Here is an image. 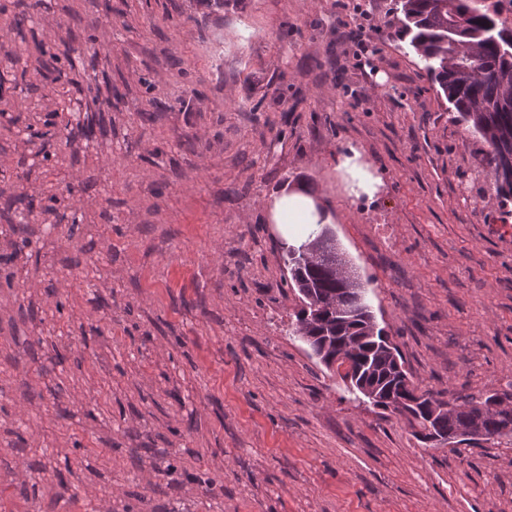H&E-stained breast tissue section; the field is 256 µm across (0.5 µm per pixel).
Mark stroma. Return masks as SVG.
<instances>
[{
    "label": "stroma",
    "mask_w": 512,
    "mask_h": 512,
    "mask_svg": "<svg viewBox=\"0 0 512 512\" xmlns=\"http://www.w3.org/2000/svg\"><path fill=\"white\" fill-rule=\"evenodd\" d=\"M30 2L0 0V512H512V440L424 446L288 333L265 204L305 182L414 382L512 395V199L391 0ZM336 169L349 175L351 193L355 197L365 195L372 199L378 194L381 181L362 159V154L358 149L352 147L349 149V154L338 155Z\"/></svg>",
    "instance_id": "stroma-1"
}]
</instances>
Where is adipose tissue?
Returning a JSON list of instances; mask_svg holds the SVG:
<instances>
[{
  "label": "adipose tissue",
  "mask_w": 512,
  "mask_h": 512,
  "mask_svg": "<svg viewBox=\"0 0 512 512\" xmlns=\"http://www.w3.org/2000/svg\"><path fill=\"white\" fill-rule=\"evenodd\" d=\"M337 168L349 175L354 196L372 198L378 194L381 181L373 174L358 149L353 148L349 153L338 155ZM267 212L270 222L278 225L287 244L296 246L304 241L296 230L297 225L326 224L330 221L318 192L304 183L273 196L267 203Z\"/></svg>",
  "instance_id": "1"
}]
</instances>
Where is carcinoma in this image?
I'll use <instances>...</instances> for the list:
<instances>
[{"instance_id":"carcinoma-1","label":"carcinoma","mask_w":512,"mask_h":512,"mask_svg":"<svg viewBox=\"0 0 512 512\" xmlns=\"http://www.w3.org/2000/svg\"><path fill=\"white\" fill-rule=\"evenodd\" d=\"M390 10L402 14L399 40L420 57L457 121L487 145L481 162L497 194L512 198V179L498 175L500 156L512 152V34L497 29L496 20L471 0H394ZM342 260L339 251L311 262L285 253V264L295 270L289 285L303 302L322 310L320 320L307 324L305 311H299L288 334L303 340L322 365L328 355L346 357L353 372L350 388L359 393L371 388L375 397L368 402L374 407L400 416L398 404L416 400L405 419L419 428L415 435L426 445L430 428L440 437L511 439L512 403L495 393L472 396L452 413L431 415L429 405L445 402L444 393L421 390L409 376H400L397 365L404 361L388 334L377 327L371 308L351 307L366 288L355 291L342 285L334 269Z\"/></svg>"}]
</instances>
